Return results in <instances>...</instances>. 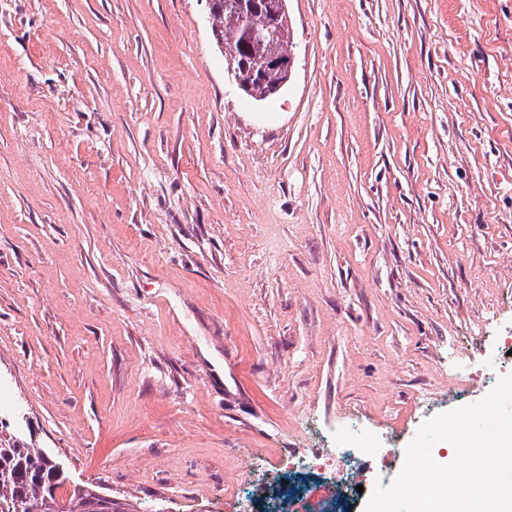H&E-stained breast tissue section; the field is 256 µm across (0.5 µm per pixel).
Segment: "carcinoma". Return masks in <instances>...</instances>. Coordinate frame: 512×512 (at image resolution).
Instances as JSON below:
<instances>
[{"label":"carcinoma","instance_id":"cac0c4a2","mask_svg":"<svg viewBox=\"0 0 512 512\" xmlns=\"http://www.w3.org/2000/svg\"><path fill=\"white\" fill-rule=\"evenodd\" d=\"M219 44L241 46L247 72L259 76L263 58L273 52H290V31L276 41L243 40L239 17L224 9V0H210ZM60 468L43 449L20 437L5 433L0 420V512H52L59 485ZM70 512H128L125 505L87 490H76L69 498Z\"/></svg>","mask_w":512,"mask_h":512}]
</instances>
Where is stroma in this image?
<instances>
[{"label": "stroma", "instance_id": "1", "mask_svg": "<svg viewBox=\"0 0 512 512\" xmlns=\"http://www.w3.org/2000/svg\"><path fill=\"white\" fill-rule=\"evenodd\" d=\"M0 0V420L135 512H267L273 460L404 448L512 332V0ZM208 474L200 483V474ZM211 7L210 14L213 16L215 25L212 28L213 37L222 50L228 61V73L234 78L238 88L247 95H252L251 81L245 76L243 64L238 60L239 51L232 44H241L240 55L245 59L248 73L254 72L255 81L259 79L260 66L263 58L273 51L289 53L290 31L285 29L284 34L275 42L269 40L250 39L261 38L265 33L271 36H278L281 17L288 19L286 0H273L267 10L266 3L258 5V0H209ZM231 10L227 11L225 9ZM241 22V23H240ZM243 26L245 36L249 40L243 42ZM224 43V44H222ZM228 43V44H225ZM294 64L293 54H269L265 57L262 65L263 72L278 73L280 81L272 86L263 96L267 98L277 93L288 83L291 77Z\"/></svg>", "mask_w": 512, "mask_h": 512}]
</instances>
